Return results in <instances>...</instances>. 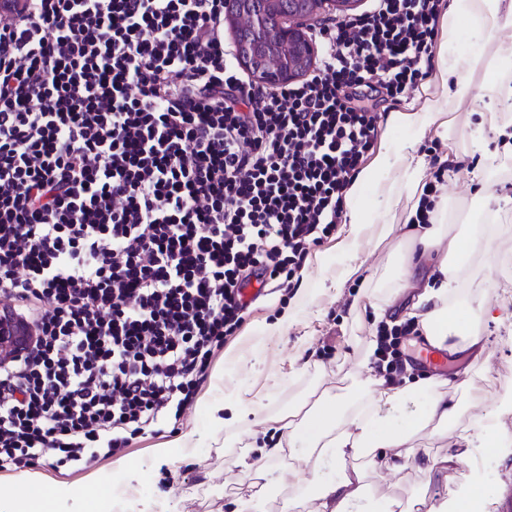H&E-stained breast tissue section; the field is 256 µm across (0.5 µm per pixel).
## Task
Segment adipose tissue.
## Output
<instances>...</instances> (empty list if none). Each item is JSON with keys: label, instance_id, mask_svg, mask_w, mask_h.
<instances>
[{"label": "adipose tissue", "instance_id": "ef3b65f1", "mask_svg": "<svg viewBox=\"0 0 512 512\" xmlns=\"http://www.w3.org/2000/svg\"><path fill=\"white\" fill-rule=\"evenodd\" d=\"M460 17L486 30L511 26L512 0H454L444 23L446 34H453ZM434 83L423 111L393 113L392 122L408 128L433 124L444 128L453 105L475 101L479 95L468 76H450L444 56L435 62ZM475 244L469 236L450 234L439 221L416 237L413 251L401 259L391 295L396 298L417 288L409 315L418 320L430 344L438 349L459 352L482 343L479 326L490 306L485 295L472 293L460 275ZM372 355L369 349L362 353V371L347 387L323 390L311 407L292 406L280 415L281 436L276 443L253 437L250 446L255 456L243 466L255 491L231 501V512H261L270 491L284 486L314 500L313 512H410L400 500H374L358 459L368 460L381 477L417 463L434 472L443 460L420 456V434L426 431L439 436L465 414L471 426L459 434V444L469 447L485 439L489 409L473 408L461 399L473 382L471 372L459 376L451 391L444 379L436 377L390 385L373 367ZM70 494V486L64 483L52 496L36 490L21 498L0 492V512H58L60 500Z\"/></svg>", "mask_w": 512, "mask_h": 512}]
</instances>
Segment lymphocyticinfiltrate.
<instances>
[{
    "label": "lymphocytic infiltrate",
    "instance_id": "1",
    "mask_svg": "<svg viewBox=\"0 0 512 512\" xmlns=\"http://www.w3.org/2000/svg\"><path fill=\"white\" fill-rule=\"evenodd\" d=\"M443 0L325 20L303 80L258 86L224 0H8L0 14V471L85 466L177 424L252 303L293 294L382 115L428 74ZM413 321L380 324L396 384ZM33 328L26 322L4 318L0 314V362L24 353L34 339Z\"/></svg>",
    "mask_w": 512,
    "mask_h": 512
}]
</instances>
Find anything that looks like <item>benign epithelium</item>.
I'll use <instances>...</instances> for the list:
<instances>
[{"label": "benign epithelium", "mask_w": 512, "mask_h": 512, "mask_svg": "<svg viewBox=\"0 0 512 512\" xmlns=\"http://www.w3.org/2000/svg\"><path fill=\"white\" fill-rule=\"evenodd\" d=\"M282 0H224V22L236 31L248 26V37L238 41L237 58L249 68L258 53L275 56L276 66L269 71H258L256 76L268 85H282L297 79L308 62L313 59L314 48L302 28V19L314 14L323 0H288V8L280 17L288 22L280 25L290 51L284 52L267 35L270 15ZM34 339L33 328L26 322L0 318V362L24 352Z\"/></svg>", "instance_id": "obj_1"}]
</instances>
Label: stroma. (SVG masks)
Wrapping results in <instances>:
<instances>
[{"mask_svg": "<svg viewBox=\"0 0 512 512\" xmlns=\"http://www.w3.org/2000/svg\"><path fill=\"white\" fill-rule=\"evenodd\" d=\"M508 48H512V27L484 31L461 21L449 42L435 41L432 52H447L449 67L467 74L480 87L491 75L512 84V66L502 62V52ZM508 107L490 90L478 104L449 112L447 127L433 125L415 132L392 126L389 118L395 107L381 104L384 118L361 165L369 167L381 150H389L390 155L360 202L366 222L359 237L348 242L349 224H338L307 260L292 296L275 292L253 306L237 336L215 358L207 381L179 424L180 431L195 433L188 447L173 449L170 460L160 459L158 447L174 439L165 431L138 439L124 453L80 470L65 466L58 471L27 467L0 472V485L20 497L33 487L49 493L57 482L71 483L74 494L60 501V512H107L106 497L86 494L93 482L106 486L117 482L131 491L133 512H230L232 499L250 492L241 457L254 425L216 423L209 407L221 403L230 409L238 400L259 399L264 407L261 427L271 433L277 417L307 401L312 390L345 386L359 372V355L378 328L373 305L379 295L372 286L384 280V269L397 251L396 237H379L383 222L391 217L385 209V191L391 181H407L412 173L393 149L412 140L416 157L423 161L422 182H429L435 171L443 173L435 199L447 203V223L464 233L486 220L499 227L493 237L480 241L461 270L462 277L487 290L494 308L495 320L481 325L487 353L475 362L457 360L439 375L452 381L458 373L473 369L474 383L466 399L497 407L498 428L505 440L490 452L491 473L483 475L473 464L478 448L463 452L457 448V435L468 424L467 418H460L434 443L435 453L458 452L460 461L435 477L413 467L394 476L373 477L370 490L377 499L404 501L424 488L440 502L471 486L487 494L488 512H497L503 480L512 477V406L502 403L507 386L512 385V270L502 258L503 252L512 251V201H503L504 195L512 197V158L501 156V142L483 116L505 114ZM477 194L486 197V205L475 204Z\"/></svg>", "mask_w": 512, "mask_h": 512, "instance_id": "stroma-1", "label": "stroma"}]
</instances>
